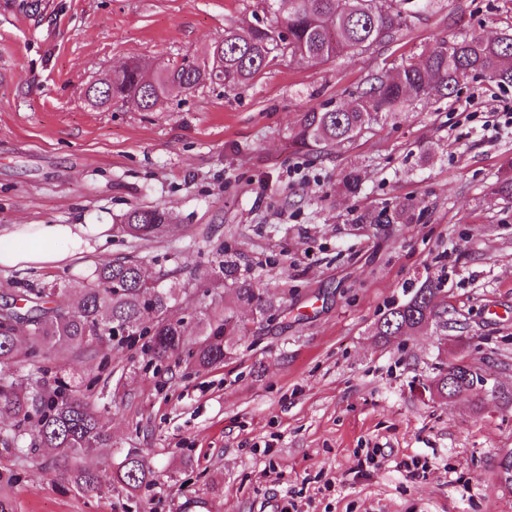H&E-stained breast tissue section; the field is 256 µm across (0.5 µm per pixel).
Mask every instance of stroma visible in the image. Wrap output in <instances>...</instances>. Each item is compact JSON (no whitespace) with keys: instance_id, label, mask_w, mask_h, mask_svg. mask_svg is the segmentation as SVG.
I'll list each match as a JSON object with an SVG mask.
<instances>
[{"instance_id":"1","label":"stroma","mask_w":512,"mask_h":512,"mask_svg":"<svg viewBox=\"0 0 512 512\" xmlns=\"http://www.w3.org/2000/svg\"><path fill=\"white\" fill-rule=\"evenodd\" d=\"M261 0H49L42 14L0 0V227L108 224L111 240L59 267L0 270V308L113 261L142 263L180 289L171 315L203 338L221 307L239 324L220 365L155 363L133 338L107 355H18L21 382L92 387L112 445L78 468L115 473L127 452L149 486L84 491L51 449H0L16 512H512L500 476L512 453V198L494 193L512 160V86L461 81L357 140L299 152L302 112L351 104L368 78L394 74L443 40L512 32V0H403L393 39L311 63L279 57L239 86L206 84L153 111L85 95L135 60L150 71L202 61L227 29L262 16ZM358 193L343 191L349 172ZM409 207L408 224H373ZM137 207L173 226L127 235ZM265 292L279 314L233 298L219 261ZM446 324L383 338L377 325L424 280ZM471 363L483 387L451 399L429 386ZM379 449L375 468L360 464ZM429 462L426 478L401 461ZM40 477H31L32 469Z\"/></svg>"}]
</instances>
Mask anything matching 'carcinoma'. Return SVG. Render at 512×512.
I'll list each match as a JSON object with an SVG mask.
<instances>
[{
    "label": "carcinoma",
    "instance_id": "cac0c4a2",
    "mask_svg": "<svg viewBox=\"0 0 512 512\" xmlns=\"http://www.w3.org/2000/svg\"><path fill=\"white\" fill-rule=\"evenodd\" d=\"M402 12L397 0H288L287 11L269 22L229 29L211 47L210 62H184L150 73L131 63L112 74V95L103 92L90 101L104 104L110 98L134 100L150 112L154 103L173 92H186L223 74V85L251 81L278 57L289 56L322 62L341 53L358 52L390 38L400 28ZM480 75L499 85H512V36L484 39L480 36L442 41L417 62L405 64L392 77L374 76L369 88L346 107L312 108L303 113L293 136L298 149L319 151L350 142L383 119L396 116L415 99L451 97L460 81ZM172 217L159 207L134 208L122 219L125 232L135 238L154 235ZM238 301L259 312H278L253 283L233 281ZM64 292L75 306H50L53 296ZM440 288L425 281L403 303L390 308L379 321L384 337L419 331L442 317ZM176 289L163 288L134 263H107L92 279L41 288L34 296L13 306L8 313L25 324L23 335L10 334L0 326V421L14 428L0 431V444L14 454H32L39 448L56 450L57 467L74 474L82 489L98 490L104 482L99 472L73 468L80 455L112 443V433L101 419L91 387L81 397L50 392L39 383L24 384L6 375L20 346L36 358L47 352L103 353L116 339L139 336L144 350L162 363L184 354L203 367L224 362V342L235 333L233 317L216 311L209 318L205 337L190 347L182 324L169 317ZM485 384L477 370L468 371L455 391H469ZM30 446L23 447L26 437ZM115 480L131 489L153 480L147 461L135 452L126 454Z\"/></svg>",
    "mask_w": 512,
    "mask_h": 512
}]
</instances>
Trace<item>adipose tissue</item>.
Returning a JSON list of instances; mask_svg holds the SVG:
<instances>
[{"label": "adipose tissue", "instance_id": "ef3b65f1", "mask_svg": "<svg viewBox=\"0 0 512 512\" xmlns=\"http://www.w3.org/2000/svg\"><path fill=\"white\" fill-rule=\"evenodd\" d=\"M105 224H14L0 229V268L60 265L90 249Z\"/></svg>", "mask_w": 512, "mask_h": 512}]
</instances>
